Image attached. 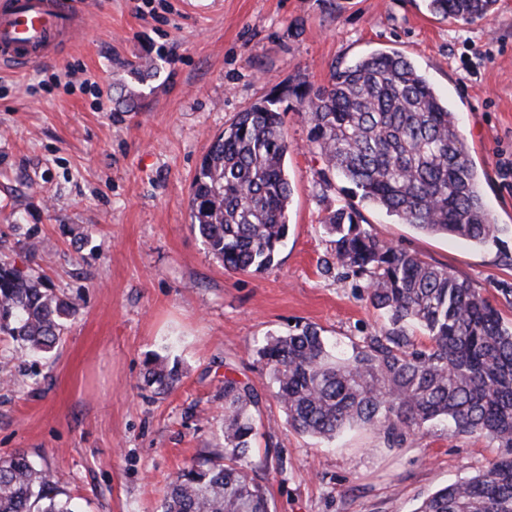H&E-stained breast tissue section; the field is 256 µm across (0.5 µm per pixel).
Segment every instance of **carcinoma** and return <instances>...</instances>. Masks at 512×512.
<instances>
[{"label":"carcinoma","mask_w":512,"mask_h":512,"mask_svg":"<svg viewBox=\"0 0 512 512\" xmlns=\"http://www.w3.org/2000/svg\"><path fill=\"white\" fill-rule=\"evenodd\" d=\"M496 0H430L436 14L465 22ZM291 93L311 126L324 175L351 184L360 201L400 223L474 245L500 241L480 177L468 158L456 112L427 76L398 53L374 51L333 70L327 85ZM280 99L239 112L216 136L193 180L191 224L224 269L273 264L288 236L292 189ZM347 203L323 217L336 264L363 280L383 328L340 353L306 325L268 335L256 353L271 397L294 431L330 442L354 428L376 431L388 448L434 421L461 435L489 437L498 455L482 473L426 496L413 512H512V325L490 300L446 267L385 244ZM76 302L0 267V329L32 355L59 346ZM421 330L428 342L412 334ZM177 365L153 359L147 381L160 391ZM223 447L181 470L166 486L161 512H270L253 457L258 392L224 375ZM0 512H80L55 477L18 453L0 459Z\"/></svg>","instance_id":"carcinoma-1"}]
</instances>
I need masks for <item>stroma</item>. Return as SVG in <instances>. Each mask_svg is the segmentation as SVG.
Listing matches in <instances>:
<instances>
[{"instance_id": "obj_1", "label": "stroma", "mask_w": 512, "mask_h": 512, "mask_svg": "<svg viewBox=\"0 0 512 512\" xmlns=\"http://www.w3.org/2000/svg\"><path fill=\"white\" fill-rule=\"evenodd\" d=\"M418 65L458 114L501 244L418 232L363 209L378 240L448 267L512 323V0L471 21L428 0H92L87 34L57 58L0 72V265L74 297L45 359L0 335V457L26 454L85 512H159L177 472L214 447L225 372L262 397L258 446L273 444V512H413L426 495L485 470L488 439L440 424L405 447L371 430L324 446L285 423L256 348L316 325L348 345L382 325L363 282L334 263L321 219L348 201L295 97L284 114L292 187L273 266L224 269L191 227V184L235 115L374 50ZM82 81L60 82L67 65ZM168 356L180 382L144 378Z\"/></svg>"}]
</instances>
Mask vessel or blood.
I'll return each mask as SVG.
<instances>
[{
	"mask_svg": "<svg viewBox=\"0 0 512 512\" xmlns=\"http://www.w3.org/2000/svg\"><path fill=\"white\" fill-rule=\"evenodd\" d=\"M88 11L75 0H7L0 6V63L23 68L55 54L62 41L77 42Z\"/></svg>",
	"mask_w": 512,
	"mask_h": 512,
	"instance_id": "vessel-or-blood-1",
	"label": "vessel or blood"
}]
</instances>
